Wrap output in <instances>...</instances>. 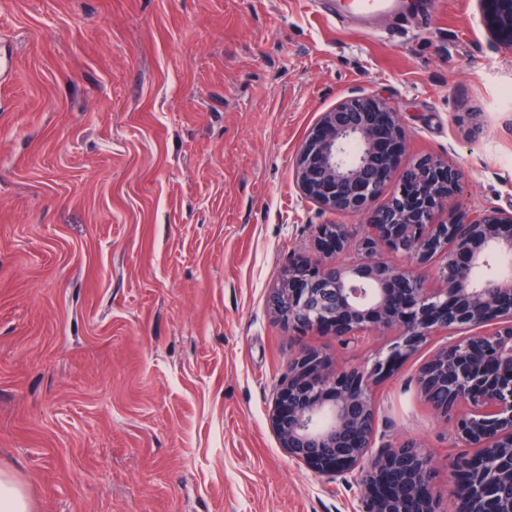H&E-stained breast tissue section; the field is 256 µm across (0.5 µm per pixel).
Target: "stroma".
Wrapping results in <instances>:
<instances>
[{"mask_svg": "<svg viewBox=\"0 0 512 512\" xmlns=\"http://www.w3.org/2000/svg\"><path fill=\"white\" fill-rule=\"evenodd\" d=\"M487 0L386 32L319 0H0V469L32 512H362L354 474L288 459L267 416L300 346L371 365L376 331L290 334L269 308L322 210L293 177L322 113L387 99L399 167L466 174L438 222L512 208V43ZM374 389L377 444L422 443L447 497L464 448L415 375Z\"/></svg>", "mask_w": 512, "mask_h": 512, "instance_id": "35a3bbf8", "label": "stroma"}]
</instances>
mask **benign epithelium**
I'll list each match as a JSON object with an SVG mask.
<instances>
[{"instance_id":"7a95c632","label":"benign epithelium","mask_w":512,"mask_h":512,"mask_svg":"<svg viewBox=\"0 0 512 512\" xmlns=\"http://www.w3.org/2000/svg\"><path fill=\"white\" fill-rule=\"evenodd\" d=\"M488 2L512 41V0ZM404 138L385 99L349 95L322 114L299 147L294 177L305 196L329 211L368 213L365 258L289 266L269 296L272 312L295 333L329 328L357 341L384 329L398 341L366 370L328 372L322 354L300 349L288 361L269 423L288 458L312 472L362 473L365 512H440L430 457L416 441L369 459L377 432L373 388L431 336L466 328L420 367L418 390L434 412L458 413L457 439L473 449L452 467L455 512H512V277H475L478 268L512 256V210L436 223L458 196L463 171L434 157L398 169ZM349 236L346 224H320L315 239L331 256L344 251ZM381 249L418 265L444 256L440 287L425 288L379 260Z\"/></svg>"}]
</instances>
